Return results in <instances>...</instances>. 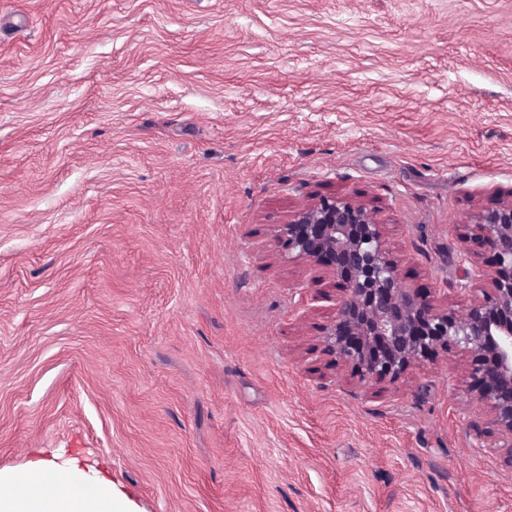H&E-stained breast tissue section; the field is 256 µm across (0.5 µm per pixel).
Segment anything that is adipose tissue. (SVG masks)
I'll use <instances>...</instances> for the list:
<instances>
[{
  "instance_id": "1",
  "label": "adipose tissue",
  "mask_w": 512,
  "mask_h": 512,
  "mask_svg": "<svg viewBox=\"0 0 512 512\" xmlns=\"http://www.w3.org/2000/svg\"><path fill=\"white\" fill-rule=\"evenodd\" d=\"M76 464L40 460L30 468L0 474V512H121L109 482L94 478L93 494L74 492Z\"/></svg>"
}]
</instances>
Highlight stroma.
Returning a JSON list of instances; mask_svg holds the SVG:
<instances>
[{
  "label": "stroma",
  "instance_id": "obj_1",
  "mask_svg": "<svg viewBox=\"0 0 512 512\" xmlns=\"http://www.w3.org/2000/svg\"><path fill=\"white\" fill-rule=\"evenodd\" d=\"M348 197L465 315L512 202V0H0V471L127 512H512L470 359L371 385L279 225Z\"/></svg>",
  "mask_w": 512,
  "mask_h": 512
}]
</instances>
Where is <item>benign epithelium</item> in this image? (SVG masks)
<instances>
[{
  "instance_id": "benign-epithelium-1",
  "label": "benign epithelium",
  "mask_w": 512,
  "mask_h": 512,
  "mask_svg": "<svg viewBox=\"0 0 512 512\" xmlns=\"http://www.w3.org/2000/svg\"><path fill=\"white\" fill-rule=\"evenodd\" d=\"M469 241L490 257L487 267L464 269L460 289L483 283V296L462 318L432 304L419 289L398 277L381 225L368 210L343 196H327L296 213L278 230L288 257L328 268L336 279L333 295L300 294L298 307L330 302L333 319L324 328L325 352L365 382H394L413 363L441 349L472 357L473 400L494 415L498 447L512 460V203L479 214ZM343 253L344 271L327 255Z\"/></svg>"
}]
</instances>
